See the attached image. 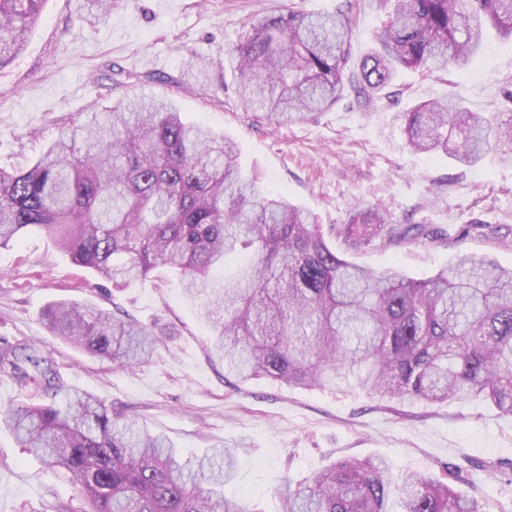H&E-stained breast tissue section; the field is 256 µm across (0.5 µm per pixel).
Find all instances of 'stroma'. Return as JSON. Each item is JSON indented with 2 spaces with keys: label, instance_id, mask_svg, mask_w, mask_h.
Listing matches in <instances>:
<instances>
[{
  "label": "stroma",
  "instance_id": "35a3bbf8",
  "mask_svg": "<svg viewBox=\"0 0 512 512\" xmlns=\"http://www.w3.org/2000/svg\"><path fill=\"white\" fill-rule=\"evenodd\" d=\"M340 0H114L107 20L94 0H46L24 50L0 69V168H27L81 113L107 114L133 93L130 75L171 101L190 122L232 139L246 174L272 193L312 210L320 224H345L353 207L388 208L399 224H434L448 242L371 247L355 262L415 279L448 267L463 254L512 267V161L487 157L474 166L435 153H416L391 127L388 102L363 111L342 99L310 120L274 127L247 110L226 54L261 17L288 4L335 12ZM351 63L374 45L385 13L360 0ZM209 79L187 90L188 59ZM397 85L407 101L455 94L478 112H512V41L488 33L466 72L446 80L418 70ZM84 288L74 291V280ZM106 310L121 308L159 332L151 362L118 367L53 339L42 312L60 299ZM200 302L176 279L151 277L117 290L78 267L51 233H27L0 249V338L40 343L52 351L63 384L105 398L113 408L161 434L182 459L211 448L233 449L234 479L225 496L247 512H282L291 483L342 458L379 456L395 473L459 474L457 489L490 512H512V416L477 400L430 405L378 401L356 388L305 390L266 379L242 382L210 355L209 323ZM60 500L80 506V492L43 468L0 426V512H44Z\"/></svg>",
  "mask_w": 512,
  "mask_h": 512
}]
</instances>
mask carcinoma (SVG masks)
Returning a JSON list of instances; mask_svg holds the SVG:
<instances>
[{"instance_id":"1","label":"carcinoma","mask_w":512,"mask_h":512,"mask_svg":"<svg viewBox=\"0 0 512 512\" xmlns=\"http://www.w3.org/2000/svg\"><path fill=\"white\" fill-rule=\"evenodd\" d=\"M41 2L0 0V68L25 45ZM359 16V0H342L334 14L290 6L252 23L229 50L244 105L277 125L305 121L345 91L369 110L402 69L437 77L464 69L488 26L512 39V0H395L376 47L348 72ZM393 122L413 152L467 166L493 153L512 160L511 113L475 112L448 96L419 101ZM34 228L117 289L159 269L179 276L187 296L203 297L210 353L239 380L306 389L353 382L380 400L474 398L512 415V268L462 255L414 280L359 265L347 255L419 239L442 245L448 234L395 224L379 209L325 230L246 176L231 140L151 93L104 119L92 112L76 121L30 168L0 170V248ZM41 319L50 335L120 366L148 362L157 346L156 331L93 305L61 300ZM4 379L18 394L0 405V422L70 479L81 512H246L224 495L236 465L230 450L180 461L163 436L63 385L39 347L1 343ZM393 492L400 512H486L450 485L396 475L379 458L336 461L288 491L283 512H388Z\"/></svg>"}]
</instances>
